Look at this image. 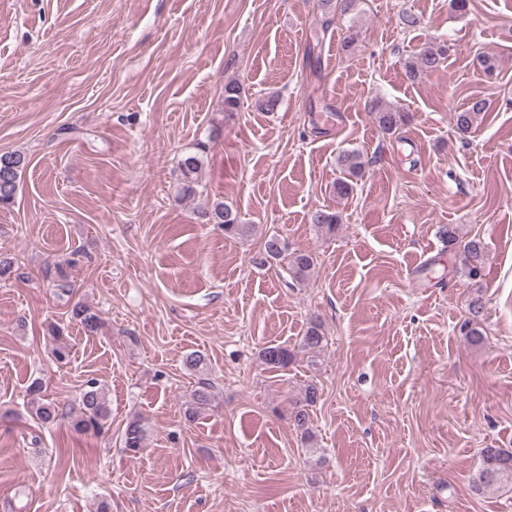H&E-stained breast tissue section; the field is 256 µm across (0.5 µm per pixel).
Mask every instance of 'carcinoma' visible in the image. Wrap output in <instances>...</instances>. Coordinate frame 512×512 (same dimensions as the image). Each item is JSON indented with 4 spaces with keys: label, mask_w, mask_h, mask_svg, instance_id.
Masks as SVG:
<instances>
[{
    "label": "carcinoma",
    "mask_w": 512,
    "mask_h": 512,
    "mask_svg": "<svg viewBox=\"0 0 512 512\" xmlns=\"http://www.w3.org/2000/svg\"><path fill=\"white\" fill-rule=\"evenodd\" d=\"M448 55V46L444 44H426L419 49L413 59L405 63V70L409 77L415 78L423 73H431L440 68ZM241 105V86L232 80L224 83V111L236 112ZM375 120L380 129L390 132L396 129L404 120L403 113L388 106L377 103L371 106ZM484 103L475 99L468 106L454 113V122L457 131L461 134L471 132L477 124ZM206 146L197 148L193 154L185 155L179 162V191L184 195L194 193L197 174L201 168ZM26 157L18 152H5L0 154V206H7L14 201L18 189L20 172L26 166ZM342 177L337 179L336 194L346 196L354 190V180L361 177L363 163L360 155L355 152L345 153L339 158ZM199 219L204 224H220L224 226V234L230 238L248 235L254 230V225L244 224L236 210L222 201H215L212 206L199 213ZM310 223L320 231L332 235L340 223L338 214L324 209H317L310 216ZM468 276L479 275V263L484 254V246L480 239L472 238L464 243ZM253 262L260 266L279 263L288 272L292 280L297 283L304 282L310 276L314 267V255L309 251L290 250L288 242L280 236L273 234L265 238L262 249L253 257ZM485 315V303L482 295L477 294L468 302V317L461 326L464 335L470 341L478 343L482 340L483 332L480 329ZM72 317L78 320L84 331L90 335L97 332L98 317L81 305L72 309ZM53 339L52 356L59 364H66L70 359L71 344L64 336V329L57 324L49 328ZM325 336L318 324L314 323L307 328L300 339V349L304 352L314 353L322 347ZM263 363L270 369H286L295 359L292 350L279 344L268 345L261 351ZM213 387L208 382L200 383L187 402L186 415L192 419L205 413L211 406ZM42 383L36 381L30 385L29 395L31 404L37 417L44 423H52L58 416L55 406L43 402L41 398ZM318 401V388L311 383L304 387L298 396L290 403V420L293 426L301 431L305 442H313V432L310 429L311 408ZM111 415L110 403L102 386L95 381H89L82 392L77 406L71 409L70 418L73 429L79 433H98L104 429ZM149 426L140 416L132 417L126 424L122 443L125 451L140 452L147 439ZM481 466L471 478V486L475 493L480 494L492 486H512V448L486 447L480 449Z\"/></svg>",
    "instance_id": "cac0c4a2"
}]
</instances>
